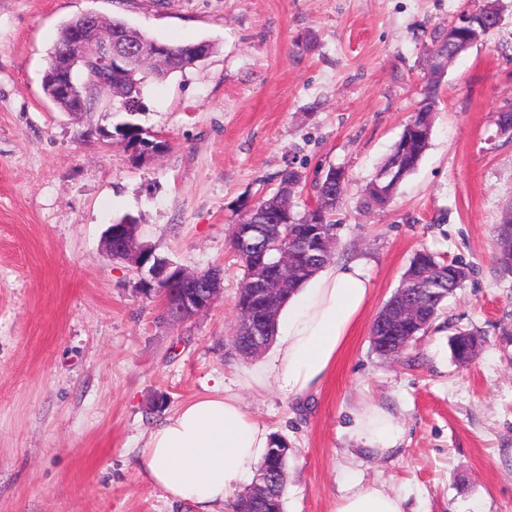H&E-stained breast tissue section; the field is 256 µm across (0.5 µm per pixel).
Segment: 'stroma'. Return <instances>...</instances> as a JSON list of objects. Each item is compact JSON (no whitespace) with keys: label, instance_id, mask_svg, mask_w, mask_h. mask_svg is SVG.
<instances>
[{"label":"stroma","instance_id":"1","mask_svg":"<svg viewBox=\"0 0 512 512\" xmlns=\"http://www.w3.org/2000/svg\"><path fill=\"white\" fill-rule=\"evenodd\" d=\"M482 0H0V512H192L146 485L134 458L184 403L221 387L287 440L284 512H336L351 480L407 499V512H512V275L492 257L512 208V139L496 116L512 103V0L501 21L438 79L435 30ZM94 12L212 54L150 80L137 115L167 150L132 162L93 128L123 113L75 115L43 93L61 25ZM437 87L429 146L388 206L360 196L417 108ZM313 184L344 168L332 217L335 260L367 259L368 308L329 379L297 402L254 387L225 343L244 275L235 224L274 192L285 166ZM128 217L156 255L224 272V291L185 322L143 299L139 276L112 261L105 229ZM470 265L431 329L401 356L372 349V322L414 254ZM476 333L457 362L449 339ZM165 395L163 411L151 408ZM383 408L396 448H366L355 411Z\"/></svg>","mask_w":512,"mask_h":512}]
</instances>
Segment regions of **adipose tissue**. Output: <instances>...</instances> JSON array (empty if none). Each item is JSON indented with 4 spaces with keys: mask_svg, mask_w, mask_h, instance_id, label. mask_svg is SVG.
Listing matches in <instances>:
<instances>
[{
    "mask_svg": "<svg viewBox=\"0 0 512 512\" xmlns=\"http://www.w3.org/2000/svg\"><path fill=\"white\" fill-rule=\"evenodd\" d=\"M371 295L364 258L353 257L322 269L283 307L280 342L270 361L251 379L274 382L300 400L319 390L351 336ZM354 434L368 447L395 448L402 428L384 410L356 413ZM273 440L233 395L189 401L152 428L135 457L142 480L195 512H224L233 493L252 477ZM336 512H406L405 500L376 484H354Z\"/></svg>",
    "mask_w": 512,
    "mask_h": 512,
    "instance_id": "adipose-tissue-1",
    "label": "adipose tissue"
}]
</instances>
